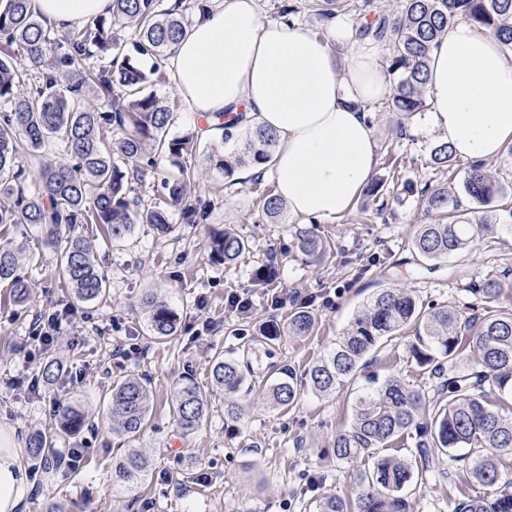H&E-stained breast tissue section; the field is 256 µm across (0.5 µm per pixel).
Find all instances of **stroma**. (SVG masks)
I'll list each match as a JSON object with an SVG mask.
<instances>
[{"instance_id":"35a3bbf8","label":"stroma","mask_w":512,"mask_h":512,"mask_svg":"<svg viewBox=\"0 0 512 512\" xmlns=\"http://www.w3.org/2000/svg\"><path fill=\"white\" fill-rule=\"evenodd\" d=\"M262 19H276L283 6L305 29L326 36L324 19L310 0H257ZM380 156L374 180H384L383 197L362 191L351 210L333 222L315 223L331 245L318 261L298 246L299 220L289 214H264L251 179L225 180L213 169L209 154L222 150L221 138L202 140L190 165L199 194L212 207L203 222L185 223L170 213L172 233L160 237L149 226L135 225L129 239L112 242L103 227L85 228L103 261L109 295L93 303L76 301L66 287L52 249L42 247L36 228L0 226V245L28 243L20 272L34 284L31 299L16 303L0 283V422L12 425L19 441L54 424L59 406L82 401L92 426L72 435L58 432L57 445L86 447L75 466L28 460L31 489L26 512H45L47 502L68 512H314L324 497H354L353 468L338 461L337 432L352 423L358 396L391 377L413 388L427 386L426 373L412 356L417 339L412 329L390 337L367 358V364L342 390L320 397L301 389L296 404L281 409L269 403L260 384L272 366L302 371L332 348L355 313L380 288H406L423 307L453 305L468 310L477 300L473 285L487 279L501 285L502 305L512 307V154L485 162L503 191L489 207L475 204L459 189L468 162L454 160L450 172L430 160L440 137L426 113L406 119L389 112L385 101L371 107ZM396 157L398 169L388 159ZM448 183L458 192L461 212L470 223L494 225V233L476 238L466 253L420 262L411 248L418 225L428 223L421 189ZM229 230L249 245L232 265L211 260V235ZM273 275L258 283L259 269ZM162 296L179 316V330L155 343L147 330L142 305L149 294ZM238 294L252 308L245 315L227 313L226 300ZM315 317L310 335H282L274 344L260 336L268 321L287 327L297 307ZM63 310L61 335L53 346L36 348L30 325L43 311ZM138 344L140 352L123 365L114 364L117 344ZM248 363L244 386L234 395L239 416H224L226 395L211 381L217 353ZM33 361H26V354ZM62 359L67 367L60 382L28 385L44 362ZM127 374L145 376L152 391L150 421L134 439L117 435L106 417L107 392ZM192 381L206 397L202 426L184 431L172 411L176 388ZM127 448L147 451L153 466L134 491H127L112 468L113 457ZM447 477L410 486V512H454L474 491L464 463L446 462Z\"/></svg>"}]
</instances>
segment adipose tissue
<instances>
[{
    "label": "adipose tissue",
    "instance_id": "adipose-tissue-1",
    "mask_svg": "<svg viewBox=\"0 0 512 512\" xmlns=\"http://www.w3.org/2000/svg\"><path fill=\"white\" fill-rule=\"evenodd\" d=\"M58 27L108 15L112 0H32ZM329 38L261 19L257 0H208L171 50L179 95L198 116L243 115L273 131L275 194L293 217L346 214L378 164L368 103L391 83L343 18ZM430 125L455 157L498 159L512 144V54L493 28L458 19L428 54ZM28 472L14 428L0 426V512H24Z\"/></svg>",
    "mask_w": 512,
    "mask_h": 512
}]
</instances>
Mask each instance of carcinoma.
Listing matches in <instances>:
<instances>
[{
    "label": "carcinoma",
    "instance_id": "1",
    "mask_svg": "<svg viewBox=\"0 0 512 512\" xmlns=\"http://www.w3.org/2000/svg\"><path fill=\"white\" fill-rule=\"evenodd\" d=\"M162 8V0H112L107 17H94L57 37L54 27L31 9V0H0V224L26 225L41 232L42 245L60 256L68 288L80 301H98L106 294V279L91 243L76 231L79 224H103L110 239L123 241L137 224H147L159 236L172 231L170 210H180L188 223L198 215L197 184L182 171L163 177L158 199L146 204L136 192L154 174L156 162H143L145 146L185 159L197 149V136L188 132L168 138L170 106L149 91L163 79L159 64L146 69L141 59H162L183 37L187 25L181 3ZM496 29L503 45L512 49V0H402L399 16L383 11L363 24L356 35L363 43L382 46L389 57L393 91L390 111L402 117L425 111L427 59L430 48L448 23L458 17ZM130 29L132 42L120 31ZM224 150L209 156L213 167L233 178L245 166H268L277 146L267 129L243 127L222 133ZM61 152L47 162L38 180L27 183L19 158L35 157L50 144ZM453 152L445 143L434 147L431 161L448 167ZM466 194L486 207L502 187L480 164L466 172ZM424 204L432 222L421 224L412 238L413 250L427 261L465 253L474 235L491 233L493 224H471L454 213L448 184L426 189ZM70 234L63 235L62 227ZM303 253L317 260L327 254V242L312 231H299ZM246 242L228 231L213 234L211 257L217 264L235 262ZM24 246L0 248V282L23 302L32 283L19 273ZM481 312L465 315L444 305L425 309L404 289L382 288L356 313L336 347L312 362L303 373L283 366L270 375L266 389L278 407L293 406L303 384L320 396L340 391L357 374L364 359L383 340L412 326L416 362L431 373L433 397L387 379L359 397L350 429L336 435V459L355 467L356 498H323L317 512H409L406 489L413 481L442 478L443 459L466 462L472 482L482 491L458 503L455 512H512V476L500 459L512 455V417L497 403L512 398V308L500 305L501 288L494 279L473 289ZM148 330L158 342L178 331L177 313L155 295L145 297ZM311 313L299 307L288 318V333L307 336ZM467 360V366L458 362ZM214 382L234 393L246 380L242 364L219 354L212 364ZM151 394L143 378L127 376L112 383L107 414L112 430L133 436L149 420ZM207 403L193 382L175 392L173 414L185 431L198 428ZM59 426L80 431L87 415L77 406L58 409ZM415 430L418 458L409 461L379 454L391 439ZM27 453L34 459H63L54 434L33 433ZM369 462L361 469L357 464ZM151 466L142 449L130 448L115 465L127 485L142 482ZM494 488L489 494L486 489Z\"/></svg>",
    "mask_w": 512,
    "mask_h": 512
}]
</instances>
